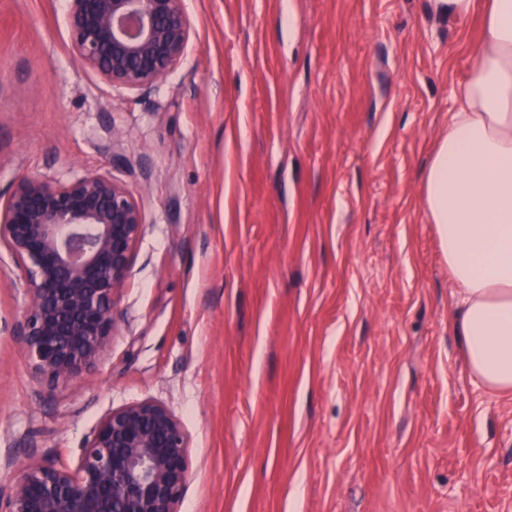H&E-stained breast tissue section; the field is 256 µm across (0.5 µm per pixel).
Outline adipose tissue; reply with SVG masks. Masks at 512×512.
Instances as JSON below:
<instances>
[{
    "label": "adipose tissue",
    "instance_id": "obj_1",
    "mask_svg": "<svg viewBox=\"0 0 512 512\" xmlns=\"http://www.w3.org/2000/svg\"><path fill=\"white\" fill-rule=\"evenodd\" d=\"M482 16L456 110L421 192L457 287L450 327L471 377L512 394V0H434Z\"/></svg>",
    "mask_w": 512,
    "mask_h": 512
}]
</instances>
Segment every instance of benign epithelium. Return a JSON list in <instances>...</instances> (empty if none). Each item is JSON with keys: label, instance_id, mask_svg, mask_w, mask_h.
I'll list each match as a JSON object with an SVG mask.
<instances>
[{"label": "benign epithelium", "instance_id": "7a95c632", "mask_svg": "<svg viewBox=\"0 0 512 512\" xmlns=\"http://www.w3.org/2000/svg\"><path fill=\"white\" fill-rule=\"evenodd\" d=\"M68 2L72 52L111 87L148 93L185 56L184 0ZM142 229L137 200L109 173L68 182L32 175L0 199V251L21 270L28 297L13 333L47 390L104 358ZM188 448L165 404L143 399L113 409L76 468L50 458L20 464L0 512H177L190 481Z\"/></svg>", "mask_w": 512, "mask_h": 512}]
</instances>
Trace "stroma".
Listing matches in <instances>:
<instances>
[{"mask_svg":"<svg viewBox=\"0 0 512 512\" xmlns=\"http://www.w3.org/2000/svg\"><path fill=\"white\" fill-rule=\"evenodd\" d=\"M185 7L187 55L144 94L76 60L66 0H0V194L109 173L144 216L104 359L49 395L0 257V488L151 398L190 439L178 512H512V394L465 367L420 189L479 17Z\"/></svg>","mask_w":512,"mask_h":512,"instance_id":"obj_1","label":"stroma"}]
</instances>
